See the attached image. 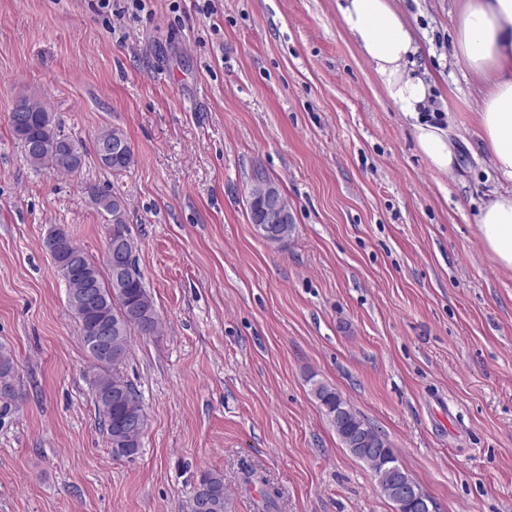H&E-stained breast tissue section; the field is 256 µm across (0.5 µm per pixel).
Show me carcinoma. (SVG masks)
<instances>
[{"mask_svg": "<svg viewBox=\"0 0 512 512\" xmlns=\"http://www.w3.org/2000/svg\"><path fill=\"white\" fill-rule=\"evenodd\" d=\"M9 123L15 138L22 144L27 160L37 168L74 174L83 166V145L63 134L54 124L51 113L40 101L23 97L9 114ZM92 196L98 208L110 216V235L127 236V206L124 199L99 190ZM58 250L61 263L56 265L67 286L68 306L78 322L81 342H87L86 332L103 317L121 323V331L112 337L122 359L129 354V336L136 330L142 336H154L161 325L151 293L147 290L140 271L135 269L122 281L103 274L84 251L76 246L67 233H61ZM96 372L91 379V389L116 459L138 453L141 437L122 428L124 420L134 414L146 415L142 398L133 385L120 372V364L91 358ZM17 363L11 352L0 348V398H14ZM312 394L336 431L341 443L356 455L353 443L359 432L373 430L365 419L334 388L313 383ZM380 490L395 505L396 512H410V507L396 499L389 487L386 473L371 470ZM209 504L207 512H228L224 491V475L215 470H203L196 479L190 499V512H200L199 503Z\"/></svg>", "mask_w": 512, "mask_h": 512, "instance_id": "obj_1", "label": "carcinoma"}]
</instances>
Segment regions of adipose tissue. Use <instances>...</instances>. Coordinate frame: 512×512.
<instances>
[{
	"label": "adipose tissue",
	"instance_id": "1",
	"mask_svg": "<svg viewBox=\"0 0 512 512\" xmlns=\"http://www.w3.org/2000/svg\"><path fill=\"white\" fill-rule=\"evenodd\" d=\"M349 38L388 99L410 120L420 152L438 172H452L461 147L444 123L423 112L431 85L411 66L420 46L392 0H338ZM455 52L484 82L480 139L499 179L512 183V0H466ZM479 238L512 269V190L494 194L475 218Z\"/></svg>",
	"mask_w": 512,
	"mask_h": 512
}]
</instances>
